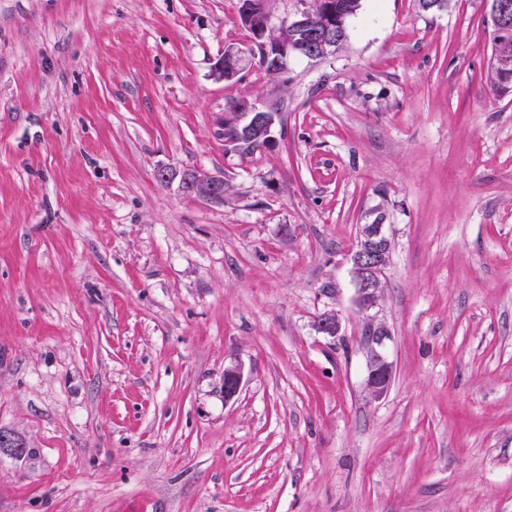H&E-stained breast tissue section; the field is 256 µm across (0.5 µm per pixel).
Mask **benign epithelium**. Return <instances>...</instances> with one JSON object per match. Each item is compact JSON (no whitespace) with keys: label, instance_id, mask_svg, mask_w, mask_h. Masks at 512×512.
I'll return each mask as SVG.
<instances>
[{"label":"benign epithelium","instance_id":"obj_1","mask_svg":"<svg viewBox=\"0 0 512 512\" xmlns=\"http://www.w3.org/2000/svg\"><path fill=\"white\" fill-rule=\"evenodd\" d=\"M488 17L493 27L502 32L512 29V4L507 0H490ZM238 16L241 26L250 33L244 44H228L214 65V75L219 81H231L247 68H256L255 57L262 52L266 61L278 72L288 71L291 60L304 57L320 60L335 53L336 25L328 24L316 32L311 28V11L306 0H298L293 11L282 17L279 0H239ZM286 28L295 36L305 39L304 45L294 47L290 42L270 41L266 34L272 28ZM239 139L246 134L258 137L266 145L273 143L274 113L256 100L243 98L226 120ZM182 190L189 196L224 198V180L196 170ZM359 244L351 254V273L360 309L367 313L366 325L370 336L364 343L367 358L365 385L375 399L384 397L389 390L392 362L386 352V341L391 333L386 323L371 314L377 305L381 290L380 276L389 262L391 238L387 225L378 221L361 224L358 228ZM318 333L334 338L339 335L341 322L334 312L322 314L317 322ZM242 369L232 366L224 370V398L232 399L240 390Z\"/></svg>","mask_w":512,"mask_h":512}]
</instances>
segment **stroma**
Wrapping results in <instances>:
<instances>
[{"label": "stroma", "instance_id": "stroma-1", "mask_svg": "<svg viewBox=\"0 0 512 512\" xmlns=\"http://www.w3.org/2000/svg\"><path fill=\"white\" fill-rule=\"evenodd\" d=\"M246 37L238 0H0V430L26 446L0 452V512H512L486 0H362L336 53L214 80ZM239 97L272 145L225 149ZM378 220L376 400L350 254ZM180 186L186 195L196 197H224V180L206 172L195 170L187 186L179 180Z\"/></svg>", "mask_w": 512, "mask_h": 512}]
</instances>
